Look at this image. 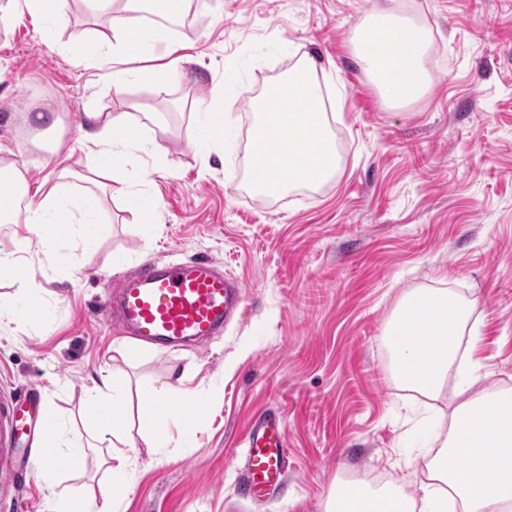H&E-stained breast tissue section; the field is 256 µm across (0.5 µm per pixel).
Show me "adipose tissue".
Masks as SVG:
<instances>
[{
	"mask_svg": "<svg viewBox=\"0 0 512 512\" xmlns=\"http://www.w3.org/2000/svg\"><path fill=\"white\" fill-rule=\"evenodd\" d=\"M173 0H125L130 13H150L158 21L149 28H118L111 50L104 58L115 65L114 84L124 80L122 71L131 55L150 56L168 44ZM430 38L426 31L391 14L375 16L358 38L362 59L382 94L405 104L419 98L431 81L424 66ZM257 142L251 148L250 165L261 172L253 189L272 198L299 187L313 188L337 175L336 147L322 110L321 89L310 63L288 77L268 84L255 102ZM83 139L94 160L90 185L69 194L63 180L72 178L66 168L63 144H56L53 158L61 161L56 182L42 181L27 187L15 161L0 158V169L10 170L23 184V222L28 232L48 228L69 231L78 226L86 245H93L101 230L99 216L103 195L123 192L129 186L127 165L130 151L125 113L101 122L99 113L88 115ZM472 307L447 292H430L407 301L399 316L387 327L385 342L394 358L396 375L429 395L438 394L448 377L457 380L460 404L450 414L446 437L427 462L431 482L422 487L399 483L385 491L361 481L337 490L326 512H447L448 502L439 491L448 486L459 498L463 512H512V391L484 390L473 393L479 376L459 357L461 337ZM91 425L86 432L63 433L57 415H50L44 437L49 458L42 471L49 497L57 501L56 512H88L82 496H61L57 488L64 472L58 467L59 444H66L68 457L90 447L95 434L114 430L117 423L139 417L153 435L146 441L148 454L168 445L171 425L187 418L172 407H160L144 390L130 383H95L85 392ZM138 453L108 449L99 465L113 487L131 491L138 467Z\"/></svg>",
	"mask_w": 512,
	"mask_h": 512,
	"instance_id": "1",
	"label": "adipose tissue"
}]
</instances>
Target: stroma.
Instances as JSON below:
<instances>
[{"label": "stroma", "mask_w": 512, "mask_h": 512, "mask_svg": "<svg viewBox=\"0 0 512 512\" xmlns=\"http://www.w3.org/2000/svg\"><path fill=\"white\" fill-rule=\"evenodd\" d=\"M7 0H0L4 6ZM392 12L433 35L429 91L390 108L354 51L374 14ZM110 11L65 0L51 22L0 14V145L27 181L92 164L86 113L127 115L139 177L102 201L93 250L52 260L23 225L0 246L23 259L0 295L27 289L23 323L0 325V512H50L41 433L24 442L12 409L28 389L83 429L92 381L127 379L182 406L205 399L186 433L140 455L116 512H325L338 484L427 482L423 448L446 433L455 379L428 398L392 373L383 330L407 298L444 289L474 305L480 387L512 390V0H188L160 60L132 57L122 88L98 67ZM310 59L339 158L320 186L275 199L248 185L251 105ZM222 99H215V89ZM61 117L25 125L28 105ZM226 115L220 154L205 157L206 112ZM214 259L245 286L242 318L222 336L180 349L143 345L102 309L144 262ZM280 413L288 480L272 498L236 487L253 418Z\"/></svg>", "instance_id": "stroma-1"}]
</instances>
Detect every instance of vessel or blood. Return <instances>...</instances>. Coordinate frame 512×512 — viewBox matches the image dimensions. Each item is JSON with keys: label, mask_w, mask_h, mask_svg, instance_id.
<instances>
[{"label": "vessel or blood", "mask_w": 512, "mask_h": 512, "mask_svg": "<svg viewBox=\"0 0 512 512\" xmlns=\"http://www.w3.org/2000/svg\"><path fill=\"white\" fill-rule=\"evenodd\" d=\"M242 282L226 277L217 261H149L118 287L107 312L144 344L173 347L218 335L236 311ZM286 429L275 412L257 418L246 435L243 490H277L286 479Z\"/></svg>", "instance_id": "obj_1"}]
</instances>
